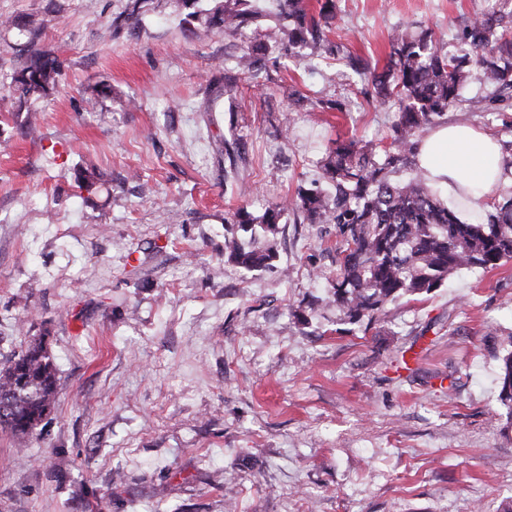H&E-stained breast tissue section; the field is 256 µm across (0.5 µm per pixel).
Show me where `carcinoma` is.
I'll return each mask as SVG.
<instances>
[{
	"label": "carcinoma",
	"instance_id": "1",
	"mask_svg": "<svg viewBox=\"0 0 512 512\" xmlns=\"http://www.w3.org/2000/svg\"><path fill=\"white\" fill-rule=\"evenodd\" d=\"M206 6H201V2ZM180 17L184 25L198 22L214 35L234 36L255 27L257 44L237 56L236 69L252 77L272 50L307 46L310 53L292 56L296 68L311 69L322 54H335L329 40L333 0H321L319 10L309 0H277L270 14L258 0H155ZM505 9L475 17L461 39L470 55L444 52L434 32H414L405 26L390 35L389 61L378 71L362 70L347 56V66L364 76L372 98L397 104L390 143L349 138L336 142L321 166L322 180L284 201L269 204L253 217L240 209L225 220L224 261L245 270L273 267L276 237L282 218L291 213L309 224H334L341 244L336 248V272L328 277L331 297L349 324L373 319L385 305L403 296L429 294L462 269L493 270L512 260V191L501 196L476 221L466 223L442 199L436 179L419 164L421 134L448 110L464 106L488 112L491 101L464 97L472 77L471 64L498 90L496 101L512 107V0ZM148 0H122L112 14V35L132 34L142 26ZM13 25L25 37L19 51L25 61L11 76L17 110L0 116L13 121L20 133L35 132L30 116H21L30 100L53 95L63 79L65 61L38 47L45 20L32 16ZM79 187H97L92 166L77 172ZM499 398L512 423V350L501 359ZM56 367L44 337L0 364V430L17 440L37 432L56 404Z\"/></svg>",
	"mask_w": 512,
	"mask_h": 512
}]
</instances>
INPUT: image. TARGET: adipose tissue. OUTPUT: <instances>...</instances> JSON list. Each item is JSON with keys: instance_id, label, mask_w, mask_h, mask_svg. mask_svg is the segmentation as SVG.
Instances as JSON below:
<instances>
[{"instance_id": "adipose-tissue-1", "label": "adipose tissue", "mask_w": 512, "mask_h": 512, "mask_svg": "<svg viewBox=\"0 0 512 512\" xmlns=\"http://www.w3.org/2000/svg\"><path fill=\"white\" fill-rule=\"evenodd\" d=\"M419 148L422 166L441 178L449 197L462 206L476 205L500 179L499 148L485 133L442 127L429 132Z\"/></svg>"}]
</instances>
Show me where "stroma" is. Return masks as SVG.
I'll list each match as a JSON object with an SVG mask.
<instances>
[{"instance_id":"1","label":"stroma","mask_w":512,"mask_h":512,"mask_svg":"<svg viewBox=\"0 0 512 512\" xmlns=\"http://www.w3.org/2000/svg\"><path fill=\"white\" fill-rule=\"evenodd\" d=\"M118 4L0 0V82L23 63L6 18L48 16L41 45L66 62L35 104L39 139L0 123V361L41 336L57 379L40 435L0 432V512H502L512 260L370 324L340 321L320 276L335 225L288 215L274 268L224 261L225 218L309 186L337 140L386 139L396 105L337 59L304 72L284 51L223 93L241 40L166 9L116 37ZM335 4L332 39L380 67L405 23L457 54L495 0ZM441 121L512 141L511 109ZM87 164L103 176L90 193ZM507 340L509 346H511V350L501 359L499 398L501 402L507 406L509 422L512 424V334L507 337Z\"/></svg>"}]
</instances>
